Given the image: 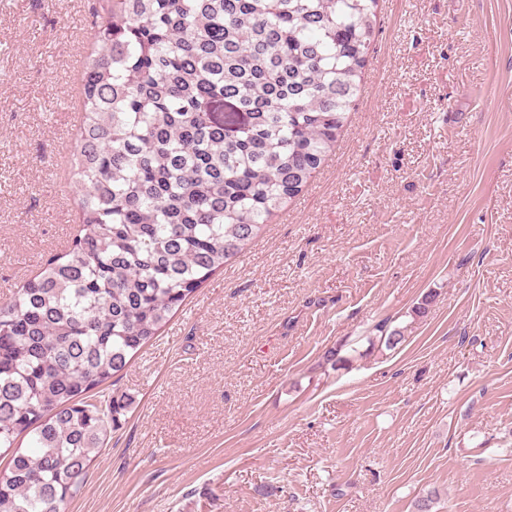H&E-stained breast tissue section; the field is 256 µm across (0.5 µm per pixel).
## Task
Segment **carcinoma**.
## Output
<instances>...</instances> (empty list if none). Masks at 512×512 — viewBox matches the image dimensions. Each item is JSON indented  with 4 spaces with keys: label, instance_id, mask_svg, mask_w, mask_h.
<instances>
[{
    "label": "carcinoma",
    "instance_id": "obj_1",
    "mask_svg": "<svg viewBox=\"0 0 512 512\" xmlns=\"http://www.w3.org/2000/svg\"><path fill=\"white\" fill-rule=\"evenodd\" d=\"M105 2L83 66L81 228L0 304V512H62L129 407L102 386L325 162L377 0Z\"/></svg>",
    "mask_w": 512,
    "mask_h": 512
}]
</instances>
